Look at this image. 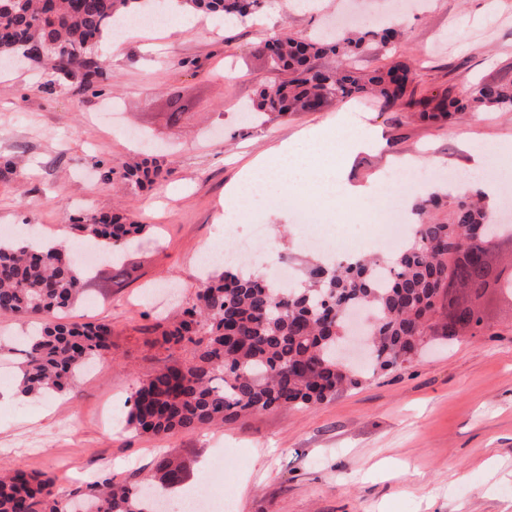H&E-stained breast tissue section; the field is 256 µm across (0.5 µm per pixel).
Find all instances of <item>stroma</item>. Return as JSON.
I'll use <instances>...</instances> for the list:
<instances>
[{"instance_id": "1", "label": "stroma", "mask_w": 512, "mask_h": 512, "mask_svg": "<svg viewBox=\"0 0 512 512\" xmlns=\"http://www.w3.org/2000/svg\"><path fill=\"white\" fill-rule=\"evenodd\" d=\"M390 13L391 0H312L308 9L264 0L245 22L193 12L162 29L136 27L119 49L99 46L96 59L112 83L97 95L49 93L37 69L0 65V162L11 163L0 175V238L22 227L51 238L79 217L118 209L148 227L126 254L135 278L69 313L78 322L111 320V353L79 373L55 406L0 404V468L48 473L67 492L101 465L124 477L175 451L190 483L220 494L224 512H512V304L503 301L488 304L484 335L434 337L405 368L313 408L257 412L163 438L137 435L121 421L137 386L169 362L151 328L163 304L193 297L203 275L200 247L220 237L233 254L259 222L281 238L296 281L315 263L298 244L297 208L278 215L285 187L251 190L245 210H225V190L255 158L346 111L368 146L349 158L344 180L416 202L460 188L417 179L397 162L459 172L472 161L470 144L512 141V112L433 124L371 98L282 121H243L275 77L255 53L258 43L284 30L316 38L338 23L372 35ZM396 27L403 40L371 43L358 67L405 61L435 92L512 80V0H416ZM174 96L185 107L175 124L168 120ZM152 150L170 170L160 188L133 194L101 181L103 165ZM370 202L362 196L313 211L314 227L334 244L355 246L369 228ZM256 247L258 271H271L281 253L261 241Z\"/></svg>"}]
</instances>
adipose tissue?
<instances>
[{
  "mask_svg": "<svg viewBox=\"0 0 512 512\" xmlns=\"http://www.w3.org/2000/svg\"><path fill=\"white\" fill-rule=\"evenodd\" d=\"M348 126V117L338 116L335 123L309 130L305 148L297 150L286 144L256 161L243 173L239 185L225 193V209H241L244 187L258 181L288 184L293 189V197L300 200L308 199L315 190L338 198L359 196L360 188L342 180L348 158L365 146L364 140L348 133Z\"/></svg>",
  "mask_w": 512,
  "mask_h": 512,
  "instance_id": "1",
  "label": "adipose tissue"
}]
</instances>
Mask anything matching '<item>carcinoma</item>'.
<instances>
[{
  "label": "carcinoma",
  "mask_w": 512,
  "mask_h": 512,
  "mask_svg": "<svg viewBox=\"0 0 512 512\" xmlns=\"http://www.w3.org/2000/svg\"><path fill=\"white\" fill-rule=\"evenodd\" d=\"M194 10L240 21L253 17L262 0H188ZM148 0H0V62L23 57L55 92L93 86L108 69L93 60V49L123 17H135ZM366 49L365 37L338 29L328 40L282 35L256 52L288 78L263 85L256 114L269 120L318 112L333 101L371 95L384 108L404 106L424 121L446 122L457 114L512 109V83L489 81L434 94L417 91L416 69L395 61L361 73L353 59ZM331 53L336 67L314 60ZM133 190L165 179L163 162L145 158L122 171L109 166L100 179L114 177ZM413 231L400 250L383 261L360 257L334 267L314 265L300 288H276L243 270L211 271L192 302L161 327L162 347L191 352L166 365L138 386L125 417L128 427L161 437L224 426L242 415L283 407H313L337 392L359 387L366 371L336 361L350 310L373 311L369 327L372 370L398 368L413 360L424 332L448 339L484 330V296L460 305L457 317L439 324L448 281L469 288L484 272L481 256L491 237L512 224H500L474 188L451 200L438 194L416 207ZM148 229L119 213L92 214L70 225L78 241L93 240L119 251ZM468 245L471 256L456 253ZM128 268L112 267L104 288L130 278ZM91 283L74 270L63 248L38 252L0 245V315L36 319L23 347L0 340V352L16 356V377L32 396L72 391L78 372L112 349V322H70L63 314L86 299ZM183 465L166 456L151 478L119 479L104 469L96 480L61 494L55 479L23 469L0 474V512H156L150 485H183Z\"/></svg>",
  "instance_id": "1"
}]
</instances>
